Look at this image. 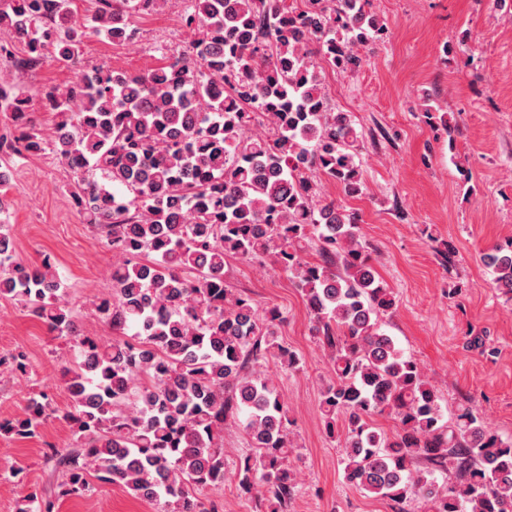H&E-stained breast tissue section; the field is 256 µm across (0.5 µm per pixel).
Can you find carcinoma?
<instances>
[{
	"label": "carcinoma",
	"instance_id": "carcinoma-1",
	"mask_svg": "<svg viewBox=\"0 0 512 512\" xmlns=\"http://www.w3.org/2000/svg\"><path fill=\"white\" fill-rule=\"evenodd\" d=\"M126 0H95L80 22L72 0H0V54L76 64L84 38L135 39ZM193 38L144 74L98 68L45 92L58 121L44 136L28 120L30 98L0 82V112L20 134L15 155L52 147L74 177L73 199L112 248V292L96 311L115 336L77 331L67 288L49 260L26 264L0 231V298L25 304L78 362L62 380L77 447L50 449L61 496L91 491L89 477L119 484L160 512H217L199 496L227 480L224 427L243 428L251 452L236 488L264 512H288L296 495L292 420L263 368L299 367L283 343L277 307L259 312L227 287V258L271 261L301 291L312 333L335 379L320 393L329 438L342 442L344 481L405 512H512V444L468 406L444 421L441 396L418 362L380 330L395 299L371 263L355 213L321 201V173L345 195L362 193L351 115L328 105L323 65L354 71L385 31L368 0H188ZM429 126L448 113L429 105ZM315 242L318 260L303 257ZM492 287L512 296V239L485 254ZM45 395L0 432L38 435ZM392 417L385 436L376 418ZM456 477L439 484L432 472ZM19 512H55L36 493Z\"/></svg>",
	"mask_w": 512,
	"mask_h": 512
}]
</instances>
